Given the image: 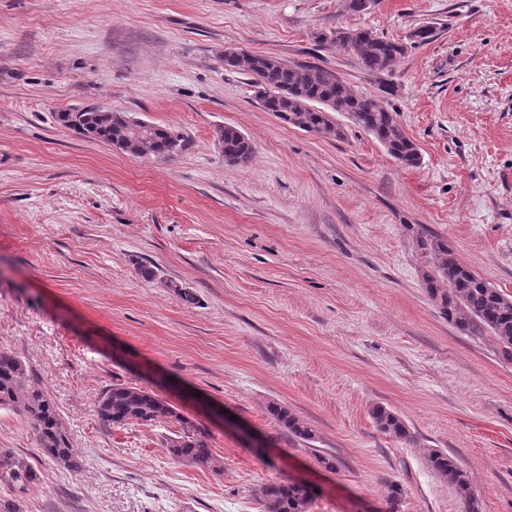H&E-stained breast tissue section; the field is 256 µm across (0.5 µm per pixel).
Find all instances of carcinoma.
Returning <instances> with one entry per match:
<instances>
[{
	"mask_svg": "<svg viewBox=\"0 0 512 512\" xmlns=\"http://www.w3.org/2000/svg\"><path fill=\"white\" fill-rule=\"evenodd\" d=\"M437 36L435 26L422 25L413 29L404 41L362 28H338L328 36L318 35V39L343 47L365 71L383 74L408 49ZM224 69L250 76L263 108L284 124L324 137L340 138L344 130L336 122V114H346L354 125L371 134L400 166L416 168L421 163L418 147L403 130L399 114L380 98L354 90L329 69L316 64L292 66L274 56L243 52L225 55ZM56 120L70 130L107 142L134 157L169 160L189 146L184 134L169 126L146 122L135 127L129 123L127 113L115 110L100 112L90 108L59 112ZM217 139L228 163L244 165L251 160L252 144L237 128L220 129ZM418 246L426 257L423 286L448 323L469 335L492 333L504 357L512 360V297L461 264L448 240L421 233ZM28 379L26 362L8 350H0V409H10L26 420L44 458L65 469L79 468L80 462L54 402L46 392L27 383ZM95 412L108 426L177 424L180 431L165 438L171 456L215 472L221 470L209 433L188 422L178 408L151 390L114 383L98 397ZM268 413L294 436L302 440L312 438L311 430L288 409L271 404ZM370 416L380 431L398 440L410 439L409 430L395 412L377 405ZM427 463L431 470L454 483L467 512H478L469 479L451 455L432 449ZM0 478L23 489L35 482L38 475L24 458L9 448H0ZM260 501L262 512H309L314 495L304 485L275 480L264 484Z\"/></svg>",
	"mask_w": 512,
	"mask_h": 512,
	"instance_id": "1",
	"label": "carcinoma"
}]
</instances>
